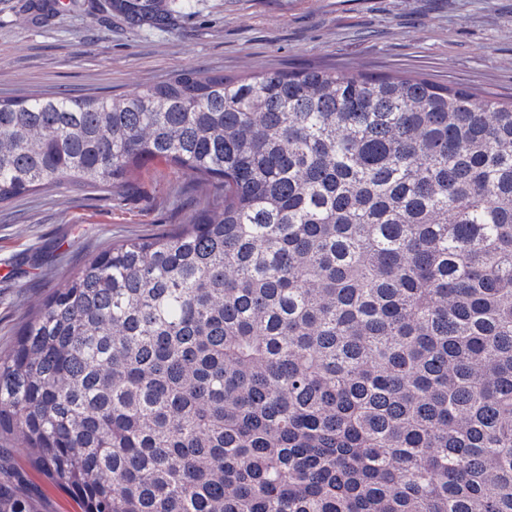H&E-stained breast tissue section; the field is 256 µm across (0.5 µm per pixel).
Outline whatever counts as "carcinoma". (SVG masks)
Segmentation results:
<instances>
[{
	"instance_id": "carcinoma-1",
	"label": "carcinoma",
	"mask_w": 512,
	"mask_h": 512,
	"mask_svg": "<svg viewBox=\"0 0 512 512\" xmlns=\"http://www.w3.org/2000/svg\"><path fill=\"white\" fill-rule=\"evenodd\" d=\"M151 160L207 205L90 259L0 358V432L53 484L84 512H512V103L327 68L0 100V204ZM24 484L0 464V512H40Z\"/></svg>"
}]
</instances>
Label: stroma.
<instances>
[{
  "label": "stroma",
  "instance_id": "stroma-1",
  "mask_svg": "<svg viewBox=\"0 0 512 512\" xmlns=\"http://www.w3.org/2000/svg\"><path fill=\"white\" fill-rule=\"evenodd\" d=\"M29 0H0V99L128 93L194 67L227 76L325 67L411 74L512 100V0H176L172 30L94 23L85 10L35 23ZM207 203L188 172L139 169L128 191L66 186L0 205V357L36 308L114 243L175 231ZM40 512H81L0 438Z\"/></svg>",
  "mask_w": 512,
  "mask_h": 512
}]
</instances>
